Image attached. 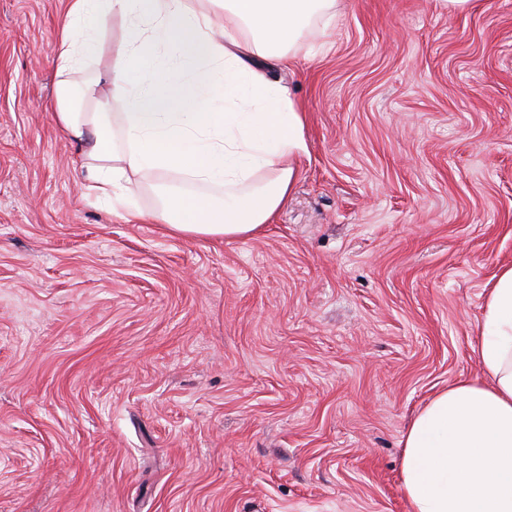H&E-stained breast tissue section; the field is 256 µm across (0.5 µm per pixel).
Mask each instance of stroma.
Returning a JSON list of instances; mask_svg holds the SVG:
<instances>
[{
    "label": "stroma",
    "mask_w": 512,
    "mask_h": 512,
    "mask_svg": "<svg viewBox=\"0 0 512 512\" xmlns=\"http://www.w3.org/2000/svg\"><path fill=\"white\" fill-rule=\"evenodd\" d=\"M67 0H0V512H410L402 440L481 378L512 265V0H340L286 205L167 235L84 190Z\"/></svg>",
    "instance_id": "stroma-1"
}]
</instances>
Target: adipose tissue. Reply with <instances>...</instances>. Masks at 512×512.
<instances>
[{
	"instance_id": "ef3b65f1",
	"label": "adipose tissue",
	"mask_w": 512,
	"mask_h": 512,
	"mask_svg": "<svg viewBox=\"0 0 512 512\" xmlns=\"http://www.w3.org/2000/svg\"><path fill=\"white\" fill-rule=\"evenodd\" d=\"M54 118L81 147L84 187L126 220L182 238L249 237L288 200L306 154L305 115L261 68L293 66L338 0H68ZM123 39L113 112L91 71L109 23ZM258 112H231L240 99ZM168 178L144 210L132 175ZM484 378L435 394L403 438L411 512H512V266L487 288Z\"/></svg>"
}]
</instances>
